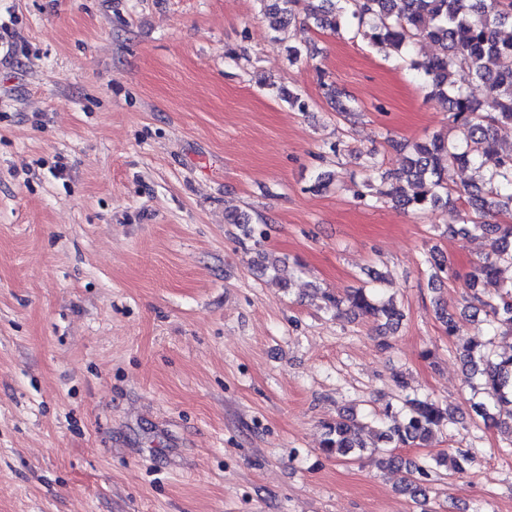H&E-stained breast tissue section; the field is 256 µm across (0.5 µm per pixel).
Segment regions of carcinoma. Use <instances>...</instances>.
<instances>
[{"label":"carcinoma","mask_w":512,"mask_h":512,"mask_svg":"<svg viewBox=\"0 0 512 512\" xmlns=\"http://www.w3.org/2000/svg\"><path fill=\"white\" fill-rule=\"evenodd\" d=\"M353 2L354 36L408 59L418 39L438 47V53L420 63L410 61L427 89V98L448 109V125L464 130L452 140L436 134L408 142L390 140L404 154L402 167L380 173L375 192L357 193L366 199L385 198L412 213L425 211L453 199L465 205L459 227L452 233L471 236L476 232L489 239V250L468 274L463 301L473 316L494 335H512V283L498 278L503 263L512 265V224L495 218H512V151L499 149L498 128L512 124V0H259L261 11L275 32L293 24L312 21L316 27L338 31L347 20V2ZM479 82L493 100L495 111L486 113L470 92ZM336 111L347 116L355 111L342 99L334 84L322 83ZM271 92L300 112L308 102L298 93L273 86ZM473 168L481 184L451 187V172ZM327 309L346 304L355 316L368 317L386 326L399 323L403 314L391 299L376 288H358L344 296L322 293ZM436 315L446 335L457 336L461 326L448 310L447 302L435 301ZM466 380L481 381L484 397L473 409L484 425L495 426L512 436V351L496 353L485 344L473 343L461 355ZM402 421L388 423L392 405H386L377 439L384 447H367L358 437L361 428L357 411L349 408L321 424L320 455L342 461L357 460L365 452L380 454L381 469L401 474L407 489L422 490L431 473L442 468L452 478L466 472L471 461L468 449L458 448L448 457L430 463H413L397 453L400 448L419 447L433 434L455 422L449 408L431 398L405 396L400 408Z\"/></svg>","instance_id":"cac0c4a2"}]
</instances>
